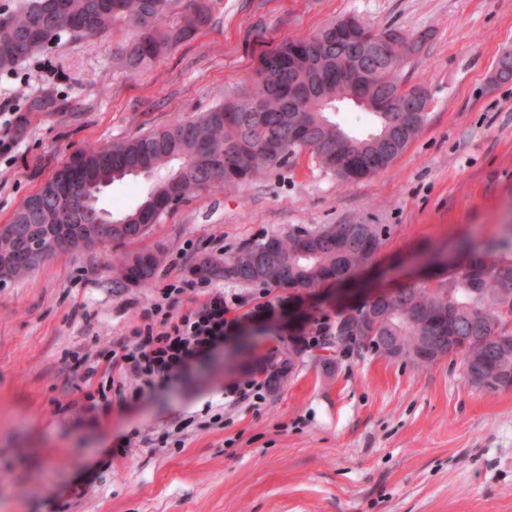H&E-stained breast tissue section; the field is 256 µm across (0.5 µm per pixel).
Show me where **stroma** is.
Listing matches in <instances>:
<instances>
[{
    "label": "stroma",
    "instance_id": "35a3bbf8",
    "mask_svg": "<svg viewBox=\"0 0 512 512\" xmlns=\"http://www.w3.org/2000/svg\"><path fill=\"white\" fill-rule=\"evenodd\" d=\"M211 22L132 74L112 60L114 29L63 40L0 73V110L54 90L44 113L0 153V224L75 152L209 110L248 88L260 55L355 15L425 34L404 69L431 99L428 120L376 176L339 182L310 152L237 190H209L154 225L141 248L148 284L114 289L115 245L56 255L0 284V512H512V387L479 389L457 360L429 367L370 351L333 371L302 358L263 398L226 390L319 321L419 276L434 250L512 230V81L490 76L512 51V0H212ZM154 177L106 187L101 208L136 209ZM379 224L374 263L343 283L257 288L217 281L239 325L182 378L140 400L109 391L95 417L75 355L131 339L163 288L178 314L207 298L206 257L296 227ZM127 444L126 454L108 457Z\"/></svg>",
    "mask_w": 512,
    "mask_h": 512
}]
</instances>
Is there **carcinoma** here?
I'll list each match as a JSON object with an SVG mask.
<instances>
[{
	"mask_svg": "<svg viewBox=\"0 0 512 512\" xmlns=\"http://www.w3.org/2000/svg\"><path fill=\"white\" fill-rule=\"evenodd\" d=\"M51 0H24L15 14L0 17V71H10L28 58L48 53L41 35L43 24L54 22V43L62 37L92 38L110 28H130L134 38L117 48L116 57L129 71L151 65L166 51L193 36L210 19V0H61L62 10L49 9ZM335 23L324 26L314 45L319 58L313 69L322 72L321 90L336 92V55L347 54L368 72L349 86L371 99L406 90L403 70L349 44L336 45ZM311 41L286 39L261 54L256 80L250 89L224 94V100L206 112L181 118L130 139L94 147L73 155L66 165L78 180L61 187L63 194L81 203L84 188L97 191L128 175L158 176L141 206L110 215L129 230L112 228L117 245H133L147 237L152 225L194 193L211 187L236 190L260 176L288 164L300 151H309L319 167L342 182L376 175L408 147L427 122V114L371 112L375 129L355 135L333 118L317 112L318 101L299 90L298 73L288 67V51ZM58 105L47 91L32 99L28 112H45ZM104 210L94 207L79 214L78 229L68 234L63 252L89 247L82 231L94 227ZM51 203L39 210L25 199L7 224L0 225V282L29 274L39 262H30L31 245L13 232L33 224H53ZM382 244L377 224H329L297 228L286 236H270L204 260L197 274L222 279L231 271L235 281L266 288H311L331 279L336 282L371 265ZM496 253L512 254V235L486 244L482 253L467 247L462 259L468 271L461 277L439 275L438 286H411L393 291L378 307L387 336L400 337L399 359H411L424 337L443 351L476 362L486 372L507 366L512 370V333L497 318L501 305L512 307V266L492 260ZM158 257L137 249L125 252L112 264V287L130 288L148 283ZM366 303L345 309L320 328L299 333L288 350L300 355L313 348L331 349V338L341 337L340 352L361 349L357 336Z\"/></svg>",
	"mask_w": 512,
	"mask_h": 512,
	"instance_id": "carcinoma-1",
	"label": "carcinoma"
}]
</instances>
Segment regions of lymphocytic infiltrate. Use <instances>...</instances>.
Here are the masks:
<instances>
[{
	"mask_svg": "<svg viewBox=\"0 0 512 512\" xmlns=\"http://www.w3.org/2000/svg\"><path fill=\"white\" fill-rule=\"evenodd\" d=\"M153 310L155 320L138 328L133 341L114 342L107 352L109 366L118 371L109 382L116 392H124L130 382L141 391L180 378L238 323L220 291L211 292L201 307L178 316L159 300Z\"/></svg>",
	"mask_w": 512,
	"mask_h": 512,
	"instance_id": "obj_1",
	"label": "lymphocytic infiltrate"
}]
</instances>
